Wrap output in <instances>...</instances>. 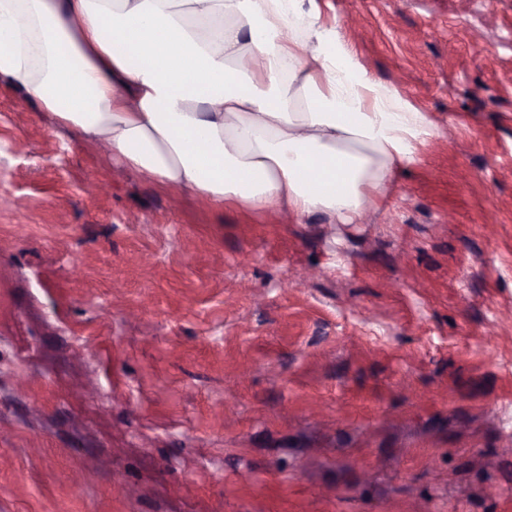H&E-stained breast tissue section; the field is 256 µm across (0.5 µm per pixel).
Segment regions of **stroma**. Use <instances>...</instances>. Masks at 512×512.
<instances>
[{"mask_svg":"<svg viewBox=\"0 0 512 512\" xmlns=\"http://www.w3.org/2000/svg\"><path fill=\"white\" fill-rule=\"evenodd\" d=\"M317 3L439 127L360 224L171 200L0 80V512H512V0Z\"/></svg>","mask_w":512,"mask_h":512,"instance_id":"stroma-1","label":"stroma"}]
</instances>
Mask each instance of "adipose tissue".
Instances as JSON below:
<instances>
[{
    "label": "adipose tissue",
    "instance_id": "adipose-tissue-1",
    "mask_svg": "<svg viewBox=\"0 0 512 512\" xmlns=\"http://www.w3.org/2000/svg\"><path fill=\"white\" fill-rule=\"evenodd\" d=\"M303 0H0V79L217 210L359 224L437 135Z\"/></svg>",
    "mask_w": 512,
    "mask_h": 512
}]
</instances>
